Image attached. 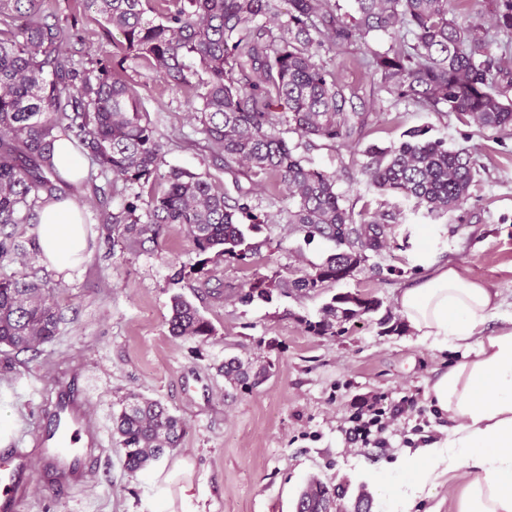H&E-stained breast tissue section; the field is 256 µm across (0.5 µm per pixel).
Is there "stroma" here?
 <instances>
[{
    "label": "stroma",
    "instance_id": "stroma-1",
    "mask_svg": "<svg viewBox=\"0 0 512 512\" xmlns=\"http://www.w3.org/2000/svg\"><path fill=\"white\" fill-rule=\"evenodd\" d=\"M388 36L368 46H327L320 59L345 86L357 111L372 100L381 110L358 149L318 145L307 152L314 167L339 173V192L355 210L398 211L391 245L371 254L365 268L341 286L319 293L281 295L271 303L249 305L235 294L254 274L280 272L297 277L334 250L332 242L304 239L284 224H262L248 233L259 244L248 264L220 261L208 266V285L196 277L173 280L176 267L197 256L183 228L167 229L158 245L129 250L96 230L98 208L83 205L84 224L94 233L81 261L57 270L44 256H15L0 274L36 277L59 301L63 320L54 341L38 354L0 350V439L28 448L40 407L74 373L94 381L87 408L98 421L102 451L95 474L62 493L35 486L23 512H294L311 475L343 482L349 494L366 491L372 512H399L379 487V476L396 470L410 454V429L425 422L434 439L450 435L455 420L436 413L428 389L462 358L459 350L418 344L412 332L382 333L379 315L347 323L335 336L305 332L304 320H317L337 291L378 298L381 312H396L402 288L427 267L448 264L497 295V315L479 327L496 330L512 315V135L482 131L449 112H422L412 103L378 96L359 60L367 49L385 51ZM124 75L141 93L148 118L163 145L165 166H177L219 182L237 196L233 176L204 147L194 103L161 85L155 72L133 65ZM428 127L433 138L474 151L477 161L470 196L462 209L436 221L413 210L402 198L370 188L361 172L362 150L399 143L405 131ZM428 225L424 255L414 243ZM181 294L214 326L207 342L175 339L168 333L170 299ZM238 358L252 369L266 368L259 385L244 389L228 383L219 366ZM161 402L182 418L179 448L151 470L135 475L123 466V451L112 419L127 394ZM384 394L392 400L416 395L418 404L387 433L383 448L346 442L343 419L354 403ZM190 480L193 495L181 499L178 486Z\"/></svg>",
    "mask_w": 512,
    "mask_h": 512
}]
</instances>
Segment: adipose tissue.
I'll return each mask as SVG.
<instances>
[{
  "label": "adipose tissue",
  "instance_id": "ef3b65f1",
  "mask_svg": "<svg viewBox=\"0 0 512 512\" xmlns=\"http://www.w3.org/2000/svg\"><path fill=\"white\" fill-rule=\"evenodd\" d=\"M37 233L44 256L60 270L73 266L85 248L81 212L69 199L43 207ZM396 305L418 342L464 353L429 389L459 425L402 464L397 492L406 512L469 461L478 474L465 484L456 512H512V316L497 331L478 335L496 314L495 296L448 265L403 289Z\"/></svg>",
  "mask_w": 512,
  "mask_h": 512
}]
</instances>
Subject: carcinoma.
I'll return each mask as SVG.
<instances>
[{
    "label": "carcinoma",
    "mask_w": 512,
    "mask_h": 512,
    "mask_svg": "<svg viewBox=\"0 0 512 512\" xmlns=\"http://www.w3.org/2000/svg\"><path fill=\"white\" fill-rule=\"evenodd\" d=\"M68 13L49 12L48 0H0V261L30 246L6 228L37 223V211L74 188L59 174L54 143L65 139L112 182L137 186L117 213L100 210L99 230L131 248L158 242L166 228L187 230L199 260L195 273L218 260L245 264L260 245L247 241L244 222L284 223L289 232L335 244V252L301 276L279 273L250 279L237 292L244 305L276 294L317 292L355 277L370 254L388 244L396 215L355 218L338 192V177L310 166L300 148L321 141L353 149L371 113L351 106L344 86L318 59L326 45L366 44L372 33L391 38L389 48L363 59L378 91L427 111L446 110L480 129L512 132V98L499 82L512 79V0H488L479 19L461 22L467 0H355L352 15L333 0H70ZM99 26V36L120 35L121 54L74 59L83 43L79 18ZM497 43L500 55L490 52ZM152 68L167 86L201 102L193 117L205 148L224 159V172L252 187L230 198L220 184L183 168L161 171L162 144L139 92L122 78L125 63ZM297 136L293 142L284 133ZM397 146L363 151L368 185L391 192L442 217L468 201L476 173L473 152L453 150L418 127ZM271 180L288 197V209L259 212L254 187ZM380 301L339 292L318 320H303L313 336H334L336 326L379 310ZM62 320L59 304L41 284L0 277V348L20 354L51 342ZM168 332L202 342L213 325L183 295L171 298ZM220 372L253 387L265 372L249 374L235 358ZM184 422L160 402L132 395L113 418L131 474L145 471L179 447ZM332 486L312 477L296 512H322ZM339 498L345 487L333 486Z\"/></svg>",
    "instance_id": "1"
}]
</instances>
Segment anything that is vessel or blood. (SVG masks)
Returning <instances> with one entry per match:
<instances>
[{
    "label": "vessel or blood",
    "mask_w": 512,
    "mask_h": 512,
    "mask_svg": "<svg viewBox=\"0 0 512 512\" xmlns=\"http://www.w3.org/2000/svg\"><path fill=\"white\" fill-rule=\"evenodd\" d=\"M88 384L78 376L61 384L49 410V427L29 448L0 449V512H22L35 482L64 491L79 485L98 452L100 426L86 410Z\"/></svg>",
    "instance_id": "b4317fda"
}]
</instances>
